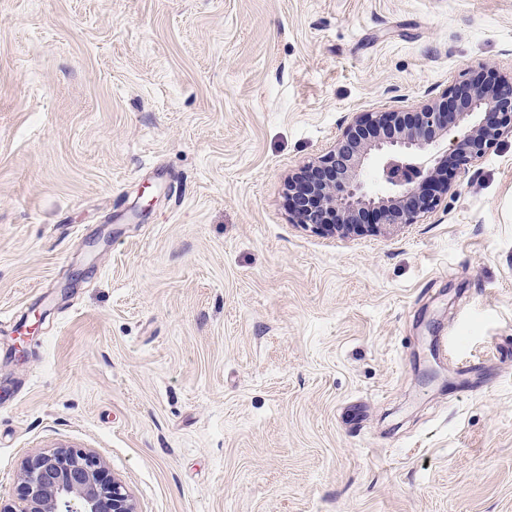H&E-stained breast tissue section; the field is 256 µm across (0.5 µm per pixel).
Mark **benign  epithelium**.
<instances>
[{"label": "benign epithelium", "instance_id": "1", "mask_svg": "<svg viewBox=\"0 0 512 512\" xmlns=\"http://www.w3.org/2000/svg\"><path fill=\"white\" fill-rule=\"evenodd\" d=\"M467 125L445 158L432 154L441 137ZM512 136V82L483 62L415 110L362 112L334 146L288 175L284 187L295 223L321 235H377L387 226L414 224L448 194L446 167L480 159ZM380 158L377 179L385 196L365 189L361 174ZM17 500L0 512H136L122 484L108 478L99 456L58 447L27 459L18 474Z\"/></svg>", "mask_w": 512, "mask_h": 512}]
</instances>
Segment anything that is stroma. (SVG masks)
Wrapping results in <instances>:
<instances>
[{
  "label": "stroma",
  "mask_w": 512,
  "mask_h": 512,
  "mask_svg": "<svg viewBox=\"0 0 512 512\" xmlns=\"http://www.w3.org/2000/svg\"><path fill=\"white\" fill-rule=\"evenodd\" d=\"M482 62L512 0H0V503L73 446L137 512H512V136L378 235L284 193Z\"/></svg>",
  "instance_id": "1"
}]
</instances>
